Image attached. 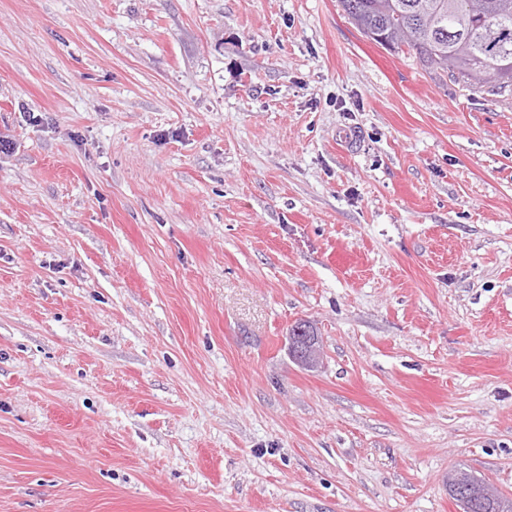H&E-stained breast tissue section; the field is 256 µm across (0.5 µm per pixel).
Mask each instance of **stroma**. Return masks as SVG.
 I'll return each instance as SVG.
<instances>
[{"label":"stroma","mask_w":512,"mask_h":512,"mask_svg":"<svg viewBox=\"0 0 512 512\" xmlns=\"http://www.w3.org/2000/svg\"><path fill=\"white\" fill-rule=\"evenodd\" d=\"M458 471L512 498V99L339 0H0V512H461ZM318 342V336L314 335L307 321H300L292 326L288 336V351L291 357L305 365L310 351Z\"/></svg>","instance_id":"stroma-1"}]
</instances>
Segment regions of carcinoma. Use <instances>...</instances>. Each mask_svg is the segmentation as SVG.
Masks as SVG:
<instances>
[{"mask_svg":"<svg viewBox=\"0 0 512 512\" xmlns=\"http://www.w3.org/2000/svg\"><path fill=\"white\" fill-rule=\"evenodd\" d=\"M483 15L470 13V0H340L363 37L394 52L413 53L423 66L448 75L471 93L512 92V0H482ZM452 498L463 512H512V499L483 480L448 478Z\"/></svg>","mask_w":512,"mask_h":512,"instance_id":"carcinoma-1","label":"carcinoma"}]
</instances>
